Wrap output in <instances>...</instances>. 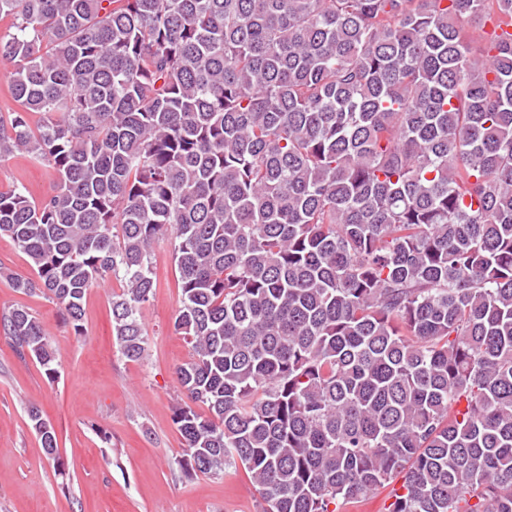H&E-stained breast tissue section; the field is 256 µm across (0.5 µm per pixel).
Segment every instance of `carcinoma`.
Listing matches in <instances>:
<instances>
[{"mask_svg": "<svg viewBox=\"0 0 512 512\" xmlns=\"http://www.w3.org/2000/svg\"><path fill=\"white\" fill-rule=\"evenodd\" d=\"M7 17L0 163L58 179L0 191L35 273L13 287L79 335L118 277L136 362L170 238L186 475L239 463L262 512H339L399 476L385 512H512V0H0ZM0 325L54 381L38 317ZM25 186L35 199L55 193L57 178L46 164L18 155L0 166V191Z\"/></svg>", "mask_w": 512, "mask_h": 512, "instance_id": "cac0c4a2", "label": "carcinoma"}]
</instances>
